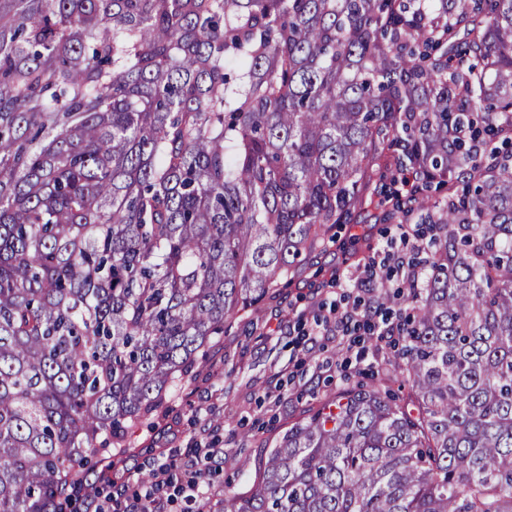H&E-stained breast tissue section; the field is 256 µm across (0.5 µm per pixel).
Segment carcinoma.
Wrapping results in <instances>:
<instances>
[{"instance_id": "1", "label": "carcinoma", "mask_w": 512, "mask_h": 512, "mask_svg": "<svg viewBox=\"0 0 512 512\" xmlns=\"http://www.w3.org/2000/svg\"><path fill=\"white\" fill-rule=\"evenodd\" d=\"M390 170V355L198 512H512V0H0V512H66Z\"/></svg>"}]
</instances>
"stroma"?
Segmentation results:
<instances>
[{"label":"stroma","mask_w":512,"mask_h":512,"mask_svg":"<svg viewBox=\"0 0 512 512\" xmlns=\"http://www.w3.org/2000/svg\"><path fill=\"white\" fill-rule=\"evenodd\" d=\"M388 207L354 213L336 227V243L311 253L289 285L252 307L215 339L188 380L164 408L132 438L110 485L101 497L130 498L153 460L175 455L190 460L189 447L201 444L224 451L226 467L213 484L212 500L247 487L259 459L262 441L272 440L289 421L317 409L326 389L342 386L346 377L374 370L386 355L375 339L363 337L364 360H356L342 336L311 345L306 333L330 309L353 301L345 287L350 271L363 268L380 243L396 233ZM232 376H225L226 367ZM252 441H244L247 431Z\"/></svg>","instance_id":"obj_1"}]
</instances>
